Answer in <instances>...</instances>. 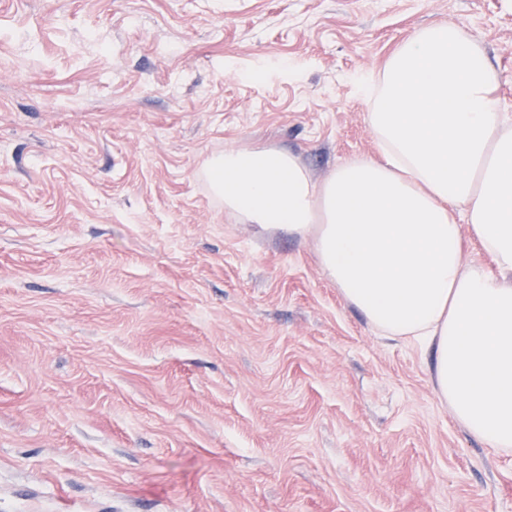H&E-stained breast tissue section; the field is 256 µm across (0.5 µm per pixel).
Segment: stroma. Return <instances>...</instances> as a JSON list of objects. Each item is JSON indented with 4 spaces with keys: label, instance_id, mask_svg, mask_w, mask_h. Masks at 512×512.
<instances>
[{
    "label": "stroma",
    "instance_id": "obj_1",
    "mask_svg": "<svg viewBox=\"0 0 512 512\" xmlns=\"http://www.w3.org/2000/svg\"><path fill=\"white\" fill-rule=\"evenodd\" d=\"M512 0H0V512H512L428 357L206 162L379 155L355 81Z\"/></svg>",
    "mask_w": 512,
    "mask_h": 512
}]
</instances>
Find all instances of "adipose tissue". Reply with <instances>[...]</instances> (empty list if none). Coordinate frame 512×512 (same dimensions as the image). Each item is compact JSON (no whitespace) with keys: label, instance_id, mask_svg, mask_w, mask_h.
Segmentation results:
<instances>
[{"label":"adipose tissue","instance_id":"1","mask_svg":"<svg viewBox=\"0 0 512 512\" xmlns=\"http://www.w3.org/2000/svg\"><path fill=\"white\" fill-rule=\"evenodd\" d=\"M498 73L452 23L419 29L359 79L381 160L313 181L274 148L207 163L224 210L264 231L313 237L326 276L382 335L430 349L455 419L512 450V129ZM496 265L464 262L466 237Z\"/></svg>","mask_w":512,"mask_h":512}]
</instances>
